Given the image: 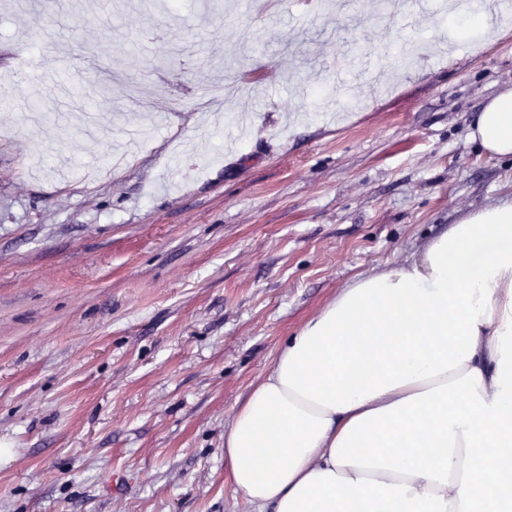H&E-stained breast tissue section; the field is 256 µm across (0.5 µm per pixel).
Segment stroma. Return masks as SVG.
Returning a JSON list of instances; mask_svg holds the SVG:
<instances>
[{"label":"stroma","instance_id":"35a3bbf8","mask_svg":"<svg viewBox=\"0 0 512 512\" xmlns=\"http://www.w3.org/2000/svg\"><path fill=\"white\" fill-rule=\"evenodd\" d=\"M0 0V512H249L224 427L284 339L357 276L512 198L469 133L512 86L422 0ZM421 58L393 66L406 43ZM137 118L138 155L41 131L59 67ZM357 66L350 94L336 62Z\"/></svg>","mask_w":512,"mask_h":512}]
</instances>
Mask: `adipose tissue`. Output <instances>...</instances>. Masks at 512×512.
I'll return each mask as SVG.
<instances>
[{"label":"adipose tissue","mask_w":512,"mask_h":512,"mask_svg":"<svg viewBox=\"0 0 512 512\" xmlns=\"http://www.w3.org/2000/svg\"><path fill=\"white\" fill-rule=\"evenodd\" d=\"M470 136L512 157V87ZM254 512H512V201L341 288L224 428Z\"/></svg>","instance_id":"ef3b65f1"}]
</instances>
